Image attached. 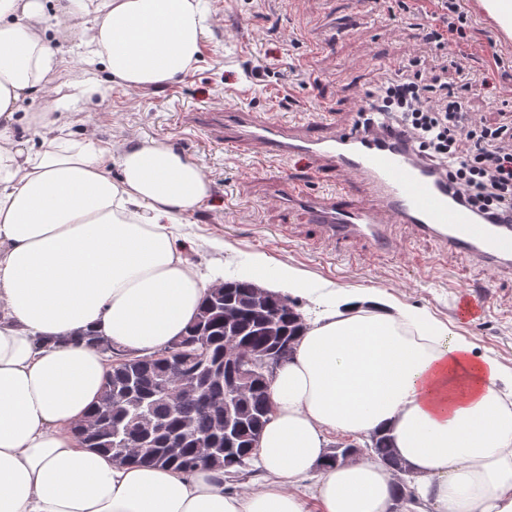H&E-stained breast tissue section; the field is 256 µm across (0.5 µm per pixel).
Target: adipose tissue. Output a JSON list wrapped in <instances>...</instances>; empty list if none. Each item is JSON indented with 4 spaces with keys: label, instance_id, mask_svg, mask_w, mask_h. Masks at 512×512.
<instances>
[{
    "label": "adipose tissue",
    "instance_id": "1",
    "mask_svg": "<svg viewBox=\"0 0 512 512\" xmlns=\"http://www.w3.org/2000/svg\"><path fill=\"white\" fill-rule=\"evenodd\" d=\"M207 0H0V512H512V402L494 357L390 295L334 296L305 325L269 387L256 448L265 477L230 494L211 469L119 465L72 434L96 404L104 358L94 332L140 355L171 344L211 285L174 228L210 195L200 168L157 141L65 136L24 109L59 66L51 24L82 20L83 46L114 83L141 90L195 62ZM26 124L40 139L18 137ZM242 280L308 295L312 281L255 256ZM381 433L417 480L395 504L394 477L360 461L325 468L328 434Z\"/></svg>",
    "mask_w": 512,
    "mask_h": 512
}]
</instances>
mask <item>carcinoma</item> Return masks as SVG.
I'll use <instances>...</instances> for the list:
<instances>
[{"instance_id": "obj_1", "label": "carcinoma", "mask_w": 512, "mask_h": 512, "mask_svg": "<svg viewBox=\"0 0 512 512\" xmlns=\"http://www.w3.org/2000/svg\"><path fill=\"white\" fill-rule=\"evenodd\" d=\"M260 287L235 278L211 288L183 336L149 355L112 346L99 336L84 340L105 358L107 371L97 404L86 421L72 427L82 444L112 457L117 464L167 466L192 472L203 458L222 453L212 469L233 481H245L259 470L251 454L272 406L269 383L258 378L236 387L216 380L212 370L236 367L240 354L254 358L244 368L262 373L270 361L293 346L303 316L280 304L281 295L258 297ZM231 395L237 429L224 431V398ZM365 454L395 473H408L393 452L390 438L374 434L364 446L346 444L327 452L320 468L333 467Z\"/></svg>"}]
</instances>
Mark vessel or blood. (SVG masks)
I'll list each match as a JSON object with an SVG mask.
<instances>
[{"mask_svg": "<svg viewBox=\"0 0 512 512\" xmlns=\"http://www.w3.org/2000/svg\"><path fill=\"white\" fill-rule=\"evenodd\" d=\"M199 121L227 144L248 143L270 158L305 160L321 177L335 172L333 193L315 196L291 184L279 196L283 209L305 210L328 240L361 242L386 253L394 244L393 225L405 224L443 252L488 270L512 269V225L488 223L461 206L446 179L398 137L366 135L355 127L308 133L295 124L261 119L241 106L202 113ZM358 192L364 203L355 202Z\"/></svg>", "mask_w": 512, "mask_h": 512, "instance_id": "1", "label": "vessel or blood"}]
</instances>
